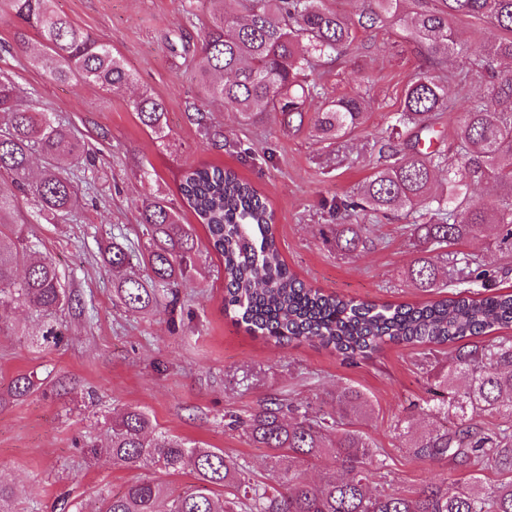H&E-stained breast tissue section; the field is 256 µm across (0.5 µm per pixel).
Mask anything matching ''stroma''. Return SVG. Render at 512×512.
Masks as SVG:
<instances>
[{"mask_svg": "<svg viewBox=\"0 0 512 512\" xmlns=\"http://www.w3.org/2000/svg\"><path fill=\"white\" fill-rule=\"evenodd\" d=\"M56 9L92 36L109 42L133 76L122 91L82 82L61 83L32 65L0 19V77L11 79L34 108L53 113L95 160L91 186L80 189L69 220L39 224L28 200L14 216L52 257L75 301L55 322L61 344L30 346L39 319L25 308L0 325V481L13 491L15 512H81L98 494L118 492L139 478L91 447H106L112 419L137 407L170 434L236 456L256 481L272 483L269 451L229 425L264 399L292 401L309 412L327 409L332 395L352 386L371 401L362 431L380 448L393 488L410 492L447 480L467 487L469 471L446 461H418L395 428L410 419L414 431L436 425L420 410L429 400V372L419 348L386 343L373 358L348 362L309 343L278 345L253 337L224 312V272L207 232L183 201L182 173L216 165L235 170L266 196L281 251L307 286L365 303H425L405 271L418 255L404 220L375 221L373 249L343 255L324 233L340 218L336 200L356 194L379 163L370 145L402 108L404 93L425 65L424 52L406 43L399 25L358 29L353 44L308 76L314 106L345 95L370 102L365 123L350 137L340 161L328 165V142L310 130L285 132L275 114L238 123L222 103L205 99L192 60L201 48L205 0H56ZM449 77L442 131L453 141L468 102L482 96L473 78ZM148 92L166 107L170 134L157 142L130 107ZM205 108L227 142L208 140L193 121ZM158 195L175 204L196 241V267L178 286L176 304L160 299L146 311L128 309L116 295L118 277L103 250L118 240L138 253L149 243L142 203ZM35 388L13 394L17 378Z\"/></svg>", "mask_w": 512, "mask_h": 512, "instance_id": "obj_1", "label": "stroma"}]
</instances>
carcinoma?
I'll list each match as a JSON object with an SVG mask.
<instances>
[{
  "label": "carcinoma",
  "mask_w": 512,
  "mask_h": 512,
  "mask_svg": "<svg viewBox=\"0 0 512 512\" xmlns=\"http://www.w3.org/2000/svg\"><path fill=\"white\" fill-rule=\"evenodd\" d=\"M209 25L195 69L208 98L224 103L240 121L254 123L274 112L289 132L310 128L319 138L346 141L364 123L368 101L337 98L314 113L308 100L314 88L307 70L334 61L339 49L355 40L356 30L403 26V39L424 49L427 69L412 81L395 120L375 138L381 163L361 191L336 203L345 223L335 225L336 249L362 252L375 239L359 214L386 215L400 209L415 215L412 234L423 245L407 269L417 288L442 287L441 264L448 285L490 280L481 256L456 250L479 241L487 227L500 232V246H512V196L476 202L470 185L483 180L512 187V0H366L357 19L329 9L325 0H207ZM0 12L17 23L14 41L30 61L59 82L80 80L102 89H120L132 75L112 46L94 38L55 8V0H0ZM477 18L491 28L481 48L457 39L454 21ZM452 59L457 70L485 84L483 96L470 101L458 122L456 144L430 149L437 121L446 109V80L434 69ZM133 111L155 138L169 136L164 102L151 94L133 101ZM83 144L70 128L48 112L19 103L17 86L0 78V176L13 190L0 188V321L24 306L45 318L31 338L37 347L56 346L61 333L46 317L64 309L71 294L55 262L44 256L21 279V253L34 248L14 223L19 198L37 208L38 224H58L73 209L78 184L58 166L76 157ZM45 162L40 177H29L30 159ZM180 193L209 235V245L223 260L224 311L233 313L254 336L278 343L311 342L347 360L367 359L386 342L441 346L512 326V292L470 298L452 297L424 304L355 303L308 288L288 269L279 248L278 228L266 198L231 169L204 165L184 171ZM149 246L140 255L151 283L124 277L118 292L124 305L145 310L157 302L156 287L175 288L194 264L193 234L180 223L173 202L151 197L142 207ZM133 256L112 242L108 262L116 271ZM431 412L453 416V430L436 427L415 433L409 422L396 428L408 438L419 461L446 460L459 468L493 470L500 480L486 485L471 477L460 491L446 482L425 484L409 494L393 490L379 452L355 427L370 409L367 397L346 387L336 395V410L288 420L279 398L258 404L238 427L249 442L270 450L269 468L276 483H259L237 459L220 448H205L157 430L145 411L128 408L112 421L103 449L112 466L189 474L194 483L174 492L168 483L141 479L118 495H102L87 512H512V424H492L485 417L512 418V336L491 344L462 347L431 373ZM331 458L346 477L312 484L302 467ZM224 489L219 496L214 488Z\"/></svg>",
  "instance_id": "carcinoma-1"
}]
</instances>
